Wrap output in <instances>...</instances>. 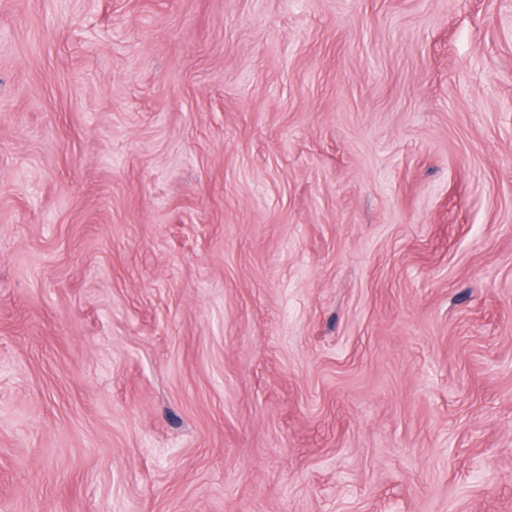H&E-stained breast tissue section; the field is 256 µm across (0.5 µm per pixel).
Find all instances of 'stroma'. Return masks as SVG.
<instances>
[{
	"label": "stroma",
	"instance_id": "obj_1",
	"mask_svg": "<svg viewBox=\"0 0 512 512\" xmlns=\"http://www.w3.org/2000/svg\"><path fill=\"white\" fill-rule=\"evenodd\" d=\"M0 512H512V0H0Z\"/></svg>",
	"mask_w": 512,
	"mask_h": 512
}]
</instances>
